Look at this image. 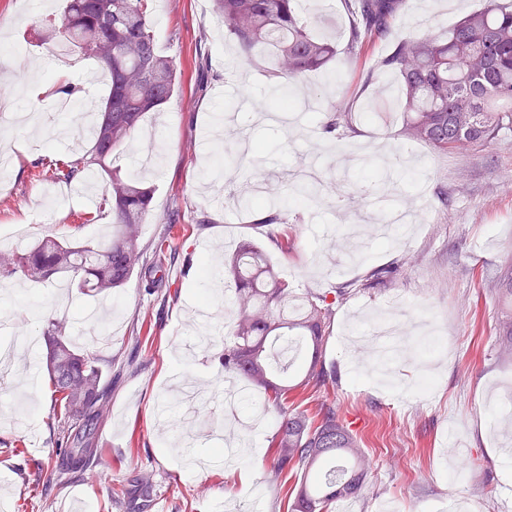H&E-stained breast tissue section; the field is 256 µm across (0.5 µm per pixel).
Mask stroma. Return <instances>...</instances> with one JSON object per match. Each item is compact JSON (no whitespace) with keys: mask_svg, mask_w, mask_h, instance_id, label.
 Here are the masks:
<instances>
[{"mask_svg":"<svg viewBox=\"0 0 512 512\" xmlns=\"http://www.w3.org/2000/svg\"><path fill=\"white\" fill-rule=\"evenodd\" d=\"M317 15L314 33L336 43L335 57L309 72L295 93L303 115L294 136L264 121L267 54L239 57L225 35L214 0H152L150 21L159 50L175 59L179 83L160 111L148 114L119 165L125 176L155 188L153 211L140 227L144 267L163 261L157 288L132 276L102 297L70 289L57 305L53 284L18 274L0 282V341H12L20 363L0 373V512H288L300 472L273 478L270 467L279 417L273 406L252 420L244 400L221 402L225 387L219 356L232 341L234 287L225 286L224 259L246 237L265 247L280 276L297 294L326 296L333 305L323 360L336 371L333 389L291 391L289 409L316 415L335 405L369 460L364 489L340 499L345 512H441L454 499L473 512H512V460L500 450L497 398L512 394V354L505 321L512 318V134L490 148L437 152L407 142L401 111L387 92L395 76L379 62L407 35L447 34L486 0H405L390 34L347 50L352 10L348 0H301ZM61 0H0V102L44 116L35 137L0 111V138L10 165L0 176V225L27 228L12 242L24 250L42 235L104 242L112 214L103 203L106 180L94 200L53 177L56 163L91 147L77 137L70 113L55 112L60 86L76 87L81 107L100 105L107 84L92 80L98 64L70 56L56 60L52 42L39 41L38 19L59 12ZM28 47L18 57L13 47ZM211 57L212 79L197 89L200 50ZM48 91L31 98L29 77ZM376 101L375 122L324 133L317 104L348 102L361 109ZM260 149L236 184L215 175L220 152L237 151L240 136ZM395 157L390 185L357 198L367 166ZM315 163L325 203L286 210L295 248L283 254L269 228L253 225L230 196L261 173L274 188L294 189V170ZM415 212L413 224L387 240L366 236L362 257L347 264L341 245L353 229L382 223L394 209ZM174 213L179 221L167 225ZM393 268L392 278L368 285L370 272ZM393 309L403 328L391 385L379 384L355 363L346 338L368 332L369 313ZM65 319L78 346L107 358L110 415L94 423L103 465L62 470L49 463L58 418L45 370L26 362L46 353L49 318ZM135 360L136 371L126 363ZM434 380L419 390L422 377ZM469 468L465 482L448 479L452 449ZM126 490L111 500L112 488Z\"/></svg>","mask_w":512,"mask_h":512,"instance_id":"35a3bbf8","label":"stroma"}]
</instances>
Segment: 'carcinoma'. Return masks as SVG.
I'll return each mask as SVG.
<instances>
[{
  "instance_id": "carcinoma-1",
  "label": "carcinoma",
  "mask_w": 512,
  "mask_h": 512,
  "mask_svg": "<svg viewBox=\"0 0 512 512\" xmlns=\"http://www.w3.org/2000/svg\"><path fill=\"white\" fill-rule=\"evenodd\" d=\"M151 0H64L60 14L47 20L39 36L70 53L101 64L109 90L94 114L92 146L82 158L62 164L67 181L108 176L105 203L112 210V236L89 246L45 235L24 252L0 250V277L23 273L42 281L61 274L69 286L97 295L123 287L140 268L143 246L140 225L152 211L153 190L121 174L123 150L146 114L156 112L175 91L174 60L157 50L150 24ZM403 0H356L349 43L362 48L373 37L387 34ZM224 28L247 59L274 50L272 93L266 109L275 112L296 102L295 82L326 65L334 45L311 33L312 16L296 0H215ZM397 74L403 114V136L438 151L486 147L501 132L512 130V11L495 0L448 29V35H416L402 39L382 62ZM352 125L344 105L323 109L322 128L333 133ZM320 191L296 188L297 207L314 202ZM240 209L255 212L258 224H284L281 198L273 191L256 199L242 192L234 199ZM235 285L233 340L221 355L224 374L243 375L280 410L274 440L276 475L305 468L294 488L291 512H328L332 502L359 493L365 464L361 449L333 405L320 408L319 421L283 407L288 392L311 384L335 387L336 376L324 370L323 347L332 319L324 296L293 294L261 245L241 241L224 260ZM43 367L52 386L64 427L50 458L61 469L84 468L99 461L91 447L90 421L109 413L104 375L97 356L81 353L67 336V324L52 319L45 331ZM310 355L307 366L277 360L288 340Z\"/></svg>"
}]
</instances>
